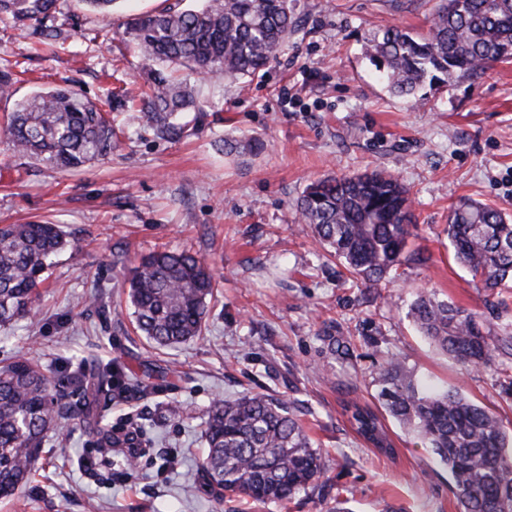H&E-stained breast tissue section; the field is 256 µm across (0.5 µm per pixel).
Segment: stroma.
I'll use <instances>...</instances> for the list:
<instances>
[{"instance_id":"35a3bbf8","label":"stroma","mask_w":512,"mask_h":512,"mask_svg":"<svg viewBox=\"0 0 512 512\" xmlns=\"http://www.w3.org/2000/svg\"><path fill=\"white\" fill-rule=\"evenodd\" d=\"M174 0H122L110 13L58 0L62 42L21 35L0 18V63L20 70L17 100L72 86L109 102L123 91L112 154L77 172L15 155L0 132V224L49 221L68 245L39 290L33 316L0 327V364L27 354L53 383L87 360L121 370L137 389L102 400L94 422L74 419L48 435L32 479L0 512H245L190 490L203 457L213 399L249 393L291 401L326 463L327 492L309 488L285 506L254 512H460L447 471L394 421L388 458L358 439L342 412L354 398L379 408L380 365L390 354L423 381L460 389L512 431V350L493 347L490 366L463 368L417 332L416 291L483 315L491 335L512 324V289L473 282L448 241L450 206L468 197L512 215V61L474 82L424 88L421 104L392 94L363 54L373 30H419L436 0H297L288 45L261 78L197 85L206 118L187 137L155 136L136 108L145 89L132 44L86 40L122 31L126 19ZM255 138L254 156L224 153L225 140ZM387 170L413 194L410 241L423 261L395 277L357 281L301 223L297 202L326 175ZM186 251L213 269L217 286L202 335L154 348L134 328L128 270L159 249ZM98 307H83L89 295ZM143 426L145 455L129 466L85 472L100 429Z\"/></svg>"}]
</instances>
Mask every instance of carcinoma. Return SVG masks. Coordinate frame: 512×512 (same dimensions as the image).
Masks as SVG:
<instances>
[{"label": "carcinoma", "instance_id": "carcinoma-1", "mask_svg": "<svg viewBox=\"0 0 512 512\" xmlns=\"http://www.w3.org/2000/svg\"><path fill=\"white\" fill-rule=\"evenodd\" d=\"M195 9L170 6L129 19L122 38L137 45L147 69L140 112L164 139L189 132L204 112L196 81L263 77L296 27L294 0H201ZM423 32L396 26L370 34L364 54L390 90L414 99L425 84L479 79L512 59V0H440ZM57 0H0L7 16L29 35H53ZM13 67L0 68V97L12 94ZM5 132L14 154L49 168L79 170L116 147L112 116L71 87L35 91L17 103ZM302 223L363 282L374 284L408 259L415 223L409 190L394 175L371 173L314 180L297 203ZM456 261L493 293L512 284V217L462 199L449 216ZM68 244L51 223L0 224V326L33 315L37 288L53 258ZM136 329L159 346L201 336L216 281L204 260L160 251L129 270ZM419 331L468 367L492 360V340L478 313L423 289L410 304ZM385 412L430 449L448 470L462 512H512V432L485 406L459 390L426 391L396 357L380 373ZM69 387L79 404L56 388L34 358L21 355L0 367V497L25 485L47 432L65 417L93 416L100 396L122 397L128 384L117 370L77 371ZM355 432L378 451L395 449L379 416L347 408ZM199 478L224 496L258 504L292 499L325 484V461L293 407L262 393L212 401Z\"/></svg>", "mask_w": 512, "mask_h": 512}]
</instances>
